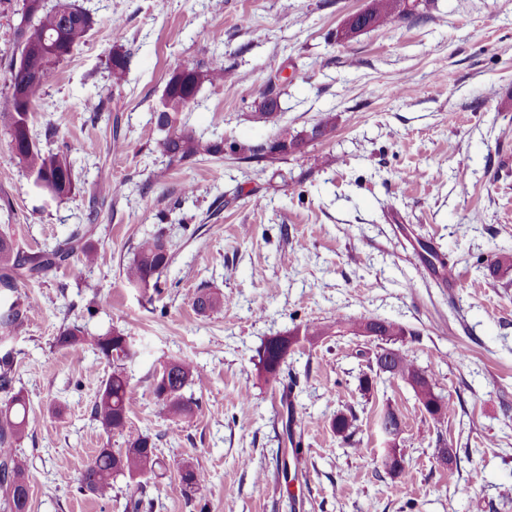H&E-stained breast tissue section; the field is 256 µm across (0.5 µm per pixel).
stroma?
<instances>
[{"instance_id":"35a3bbf8","label":"stroma","mask_w":512,"mask_h":512,"mask_svg":"<svg viewBox=\"0 0 512 512\" xmlns=\"http://www.w3.org/2000/svg\"><path fill=\"white\" fill-rule=\"evenodd\" d=\"M369 2L74 0L93 27L30 118L37 142L75 162L68 198L31 188L0 125V233L32 253L98 212L88 239L97 259L81 276L62 267L18 287L30 312L9 347L12 389L30 408L17 443L30 512H124L128 495L123 477L106 499L79 490L87 460L125 439L91 417L111 365L88 346L55 344L72 323L89 336L121 329L138 350L124 363L129 426L157 440L163 466L145 481L155 512H512V0H410L407 18L337 41ZM19 7L0 0V94ZM116 18L130 54L119 81L108 63ZM217 56L231 77L202 83L183 113L196 134L266 143L277 129L257 112L271 88L290 132L330 114L333 138L273 163H169L153 120L165 84L176 66ZM99 96L97 118L83 103ZM104 183L122 192L94 207ZM160 231L170 265L158 287L130 286L125 264ZM201 289L223 308L198 313ZM340 318L406 333L303 340L276 377L261 373L268 339ZM390 346L432 376L444 420L400 378L363 388ZM180 359L205 378L185 390L196 404L187 422L152 394L161 366ZM388 410L401 420L391 441L379 429ZM291 414L302 465L285 482L276 457ZM339 417L352 436L334 429ZM391 450L405 464L397 477L382 464ZM185 464L205 474L199 490H183Z\"/></svg>"}]
</instances>
